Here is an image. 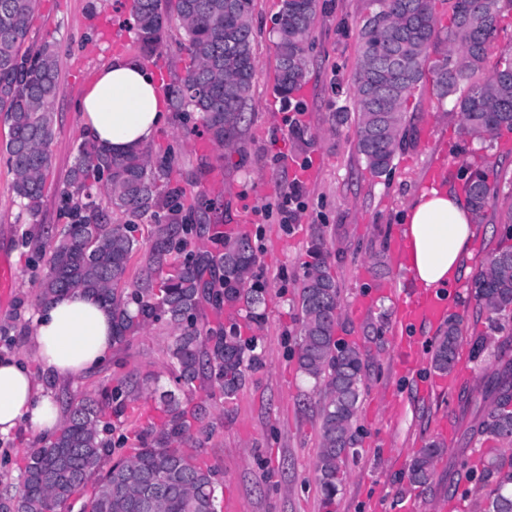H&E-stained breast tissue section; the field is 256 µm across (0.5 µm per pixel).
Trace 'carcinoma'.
<instances>
[{"label":"carcinoma","instance_id":"obj_1","mask_svg":"<svg viewBox=\"0 0 512 512\" xmlns=\"http://www.w3.org/2000/svg\"><path fill=\"white\" fill-rule=\"evenodd\" d=\"M252 0H134L131 10L137 38L147 53L162 42L176 22L186 35L183 74L171 89L176 114L192 110L210 143L231 150L241 143L244 109L256 73ZM377 8L362 21L361 53L354 75L357 102L356 146L368 168L380 175L390 167L404 131V104L430 80L440 99L456 97L459 131L486 140L503 128L512 130V52L487 65L497 23L512 0H453L448 48L435 55L440 19L435 0H375ZM37 0H0V114L9 139L0 160L13 173L12 190L32 216L43 205V187L52 166L54 105L61 93L60 54L47 41L27 44ZM317 0H283L277 23V91L289 95L306 73ZM171 163L155 167L149 154L132 151L115 157L88 139L78 147L59 218L64 227L54 237L48 270L39 283V300L80 289L112 310V335L122 344L149 325L165 322L173 340L168 372L175 389L152 390L162 412L160 423L143 433L141 448L113 458L112 419L132 415L149 390L150 377L135 373L94 395L76 393L63 406L62 426L49 441L29 449L19 486L0 489V512H144L142 489L152 485L157 512H218L212 469L200 465L183 446L207 433L205 406L186 413L176 395L198 391L235 398L250 373L263 363L257 351L264 315L258 306L264 289L253 282L256 255L246 237L211 238L217 247L198 244L201 224L191 213L216 208L200 193L189 209L176 188L160 189ZM467 199L477 221L487 217L497 196L488 173L477 169L466 181ZM166 211L154 224L139 276L125 277L140 243L135 221ZM497 249L481 260L472 288L486 312L488 333L512 335V211ZM303 262L299 285L302 342L298 369L314 382L319 396L320 456L318 485L323 507H331L346 478L344 459L357 443L354 429L365 378V361L353 345L336 339L341 319L340 292L318 245ZM218 268V283L206 271ZM216 309L243 303L246 324L229 311L224 322H203V305ZM461 338V319H448L431 356V367L450 371ZM497 374L492 400L472 434L512 441V360L507 353ZM443 447L432 443L414 460L411 481L421 487L433 479ZM497 493L479 512H512V454L492 463Z\"/></svg>","mask_w":512,"mask_h":512}]
</instances>
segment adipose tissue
<instances>
[{"label": "adipose tissue", "mask_w": 512, "mask_h": 512, "mask_svg": "<svg viewBox=\"0 0 512 512\" xmlns=\"http://www.w3.org/2000/svg\"><path fill=\"white\" fill-rule=\"evenodd\" d=\"M86 136L122 156L143 148L169 113L155 78L138 58L115 56L102 66L77 104ZM403 235L409 270L423 288H439L464 276L473 216L454 189L431 188L410 202ZM32 345L60 381L84 375L112 349V314L95 296L73 291L37 313ZM62 411L51 392L22 361H0V435L26 424L42 438L58 430Z\"/></svg>", "instance_id": "adipose-tissue-1"}]
</instances>
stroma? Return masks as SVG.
Listing matches in <instances>:
<instances>
[{"mask_svg":"<svg viewBox=\"0 0 512 512\" xmlns=\"http://www.w3.org/2000/svg\"><path fill=\"white\" fill-rule=\"evenodd\" d=\"M312 33L305 97L283 99L276 90L277 21L282 0H253L257 73L246 107L243 150L198 151L193 120L175 117L149 143L152 162L174 154L170 181L182 187L185 200L203 192L220 207L205 217L209 224L244 223L257 262L255 278L265 288V326L259 342L263 364L253 371L236 398L207 399L206 421L212 433L201 435L194 449L199 462L215 472L218 500L233 498L237 512H324L316 480L320 454V419L313 381L297 369L294 353L300 342L298 299L302 264L314 244H323L340 291L343 316L336 330L342 341L359 348L366 364L355 426L358 442L347 460V481L333 512H398L406 493L421 504L443 497L459 502L458 512H474L493 490L480 475L489 461L512 450L505 440L471 434L476 411L490 403L488 383L502 368L503 337L490 336L478 319L471 288L483 257L498 245L500 218L512 210V148L499 139L472 141L458 130L452 102L438 99L431 84L420 86L404 106L406 127L389 171L374 175L356 149L357 112L353 79L360 44L358 29L374 10L373 0H318ZM185 33L172 25L161 48L144 57L136 39L126 0H40L29 33L31 43L50 41L62 58L61 93L55 102V134L50 144L52 167L43 207L37 217L22 210L12 190L13 175L0 162V251L17 270L11 301L0 306V326L11 325L0 342V357L22 359L33 375L62 402L75 391L98 392L128 373L156 375L168 387L167 347L172 337L165 323L149 326L130 341L113 345L107 361L92 373L66 383L55 382L30 345L40 309L39 282L45 258L33 257L21 234L38 235L48 245L61 226L59 190L77 155L83 120L77 101L98 70L112 56L145 58L155 75L172 81L186 58L179 50ZM302 112V128L285 125L289 108ZM344 121H337V113ZM447 163L464 158L476 162L498 184L495 208L476 224L467 273L454 303L463 313L459 346L466 349L472 379L456 393L417 398L395 369L388 331L393 315L391 291L406 288L405 277L390 260V239L404 227L406 206L422 191L436 157ZM318 163L315 180L306 183L305 207L294 224L284 225L277 204L291 181L286 161ZM383 289L375 310L354 321L350 313L368 288ZM455 426L453 444L434 464L432 481L412 484L405 470L434 438L443 416ZM31 427H18L0 440V474L16 482L27 450L36 439Z\"/></svg>","mask_w":512,"mask_h":512,"instance_id":"obj_1","label":"stroma"}]
</instances>
